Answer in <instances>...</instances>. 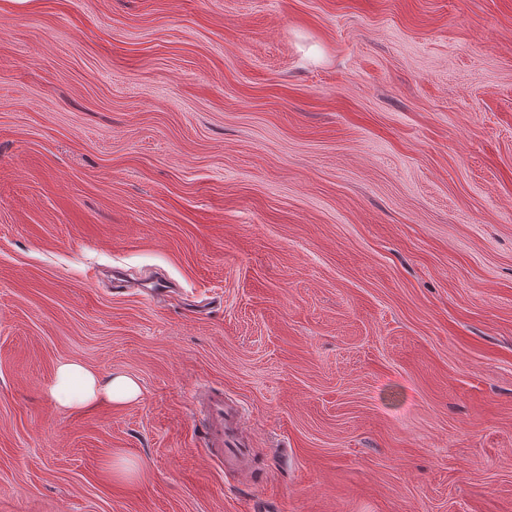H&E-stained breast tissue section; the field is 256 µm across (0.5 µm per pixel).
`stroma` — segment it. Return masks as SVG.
<instances>
[{"label":"stroma","instance_id":"1","mask_svg":"<svg viewBox=\"0 0 512 512\" xmlns=\"http://www.w3.org/2000/svg\"><path fill=\"white\" fill-rule=\"evenodd\" d=\"M0 512H512V0H0ZM50 393L59 407L87 408L99 402L123 406L137 402L142 394L139 382L126 374H111L103 378L85 365L67 360L55 370ZM205 404L203 444L223 468L226 457H224L225 434L233 432L234 426L241 420V417L239 414L236 418V412L232 409H224L222 394L209 395Z\"/></svg>","mask_w":512,"mask_h":512}]
</instances>
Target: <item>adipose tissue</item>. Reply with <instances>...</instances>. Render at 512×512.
Returning <instances> with one entry per match:
<instances>
[{
    "mask_svg": "<svg viewBox=\"0 0 512 512\" xmlns=\"http://www.w3.org/2000/svg\"><path fill=\"white\" fill-rule=\"evenodd\" d=\"M50 393L59 407L87 408L100 402L123 406L137 402L142 394L139 382L126 374L102 377L85 365L67 360L55 370Z\"/></svg>",
    "mask_w": 512,
    "mask_h": 512,
    "instance_id": "ef3b65f1",
    "label": "adipose tissue"
}]
</instances>
